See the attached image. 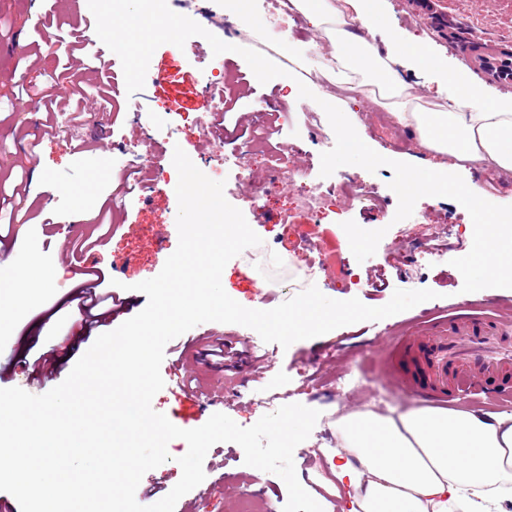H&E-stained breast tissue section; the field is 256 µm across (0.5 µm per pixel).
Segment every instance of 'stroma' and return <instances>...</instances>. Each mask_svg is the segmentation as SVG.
Wrapping results in <instances>:
<instances>
[{
    "label": "stroma",
    "instance_id": "stroma-1",
    "mask_svg": "<svg viewBox=\"0 0 512 512\" xmlns=\"http://www.w3.org/2000/svg\"><path fill=\"white\" fill-rule=\"evenodd\" d=\"M434 3L438 10L461 19L465 34L512 41V0ZM167 4L176 13L195 17L224 42L263 53L285 69V76L259 83L240 55L214 54L208 41L198 36L191 56L170 43L159 46L151 57L144 88L130 96L118 56L95 33L93 14L73 7L72 0H0V16L11 23L9 33L0 36V57H27L23 67H0V184L10 183L22 167L29 176L26 222H0V270L11 272L15 256L24 254L33 238L45 259L23 312L0 324V352L16 359L13 371L0 375V388L29 387L34 394L46 393L67 377L105 329H116L146 306L147 297L136 291V283L158 275L178 245L177 238H161L163 228L176 221L174 187L161 183L125 200L114 211L112 236L102 248L80 253L68 239L96 234L88 219L118 185L106 159L118 155L124 143L146 136L153 160L171 163L179 147L194 164H209L210 149L202 145L193 118L202 110L204 79L213 68H222L228 110L221 128L229 158L222 175L224 196L262 239L261 245L227 263L221 277L226 293L245 307L262 310L278 306L312 283L329 298L356 297L374 307L386 304L398 289L428 288L436 293L435 299L405 312L342 326L286 348L263 342L251 328L218 322L199 324L167 344L161 365L165 385L154 396L152 407L179 428L200 427L217 412L239 426H252L269 412L259 401L264 394L273 396L279 406L300 403L319 410L310 437L294 451V463L300 483L321 503L332 493L334 478L325 456L339 444L336 421L343 413L366 408L381 413L391 408L404 411L422 404L412 389L392 378L387 345L408 334L414 323L441 322L452 305L470 308L480 316L493 315L498 306L512 309V289L462 292L463 278L451 261L470 251L473 223L456 200L421 198L414 212L424 215V222H398L394 219L398 198L389 187L394 178L391 168L371 173L346 165L321 177L320 156L334 147L335 140L324 110L311 109L309 101L300 98L298 86L306 84L318 96L324 86L316 81L309 62L295 61L280 50L284 41L309 50L311 26L306 20L285 32L272 26L228 32L221 0H167ZM416 10L417 0H380L374 26L361 28L360 34L380 46L391 37L407 44L424 41L449 70L475 81L459 51L442 44ZM45 31L56 36L57 54H49L44 45L41 34ZM75 75L88 98L73 89ZM19 82L51 94L52 106L34 100L13 111L14 86ZM96 95L110 99L112 109L94 118L90 112ZM336 95L360 138L377 153L418 166L427 160V153L416 147L412 129L398 125L388 110L355 92L340 89ZM146 107L172 113L173 130L147 131L145 120L137 115L138 109ZM265 118L277 126L278 141L301 146L300 161L310 181L329 188L349 177L375 197L374 207L349 206L325 223L312 224L297 205H284L275 196L257 201L241 191L237 157L245 153L254 128ZM463 179L467 186L488 192L490 202L512 205V176L484 167L465 172ZM285 207L292 219L287 226L279 222ZM348 220L367 230L385 231L375 255L365 261H357L350 250L341 227ZM397 241L417 249L430 241L438 252L429 259H413L394 249ZM328 248L336 249L341 261L327 270L325 278L311 283L297 277V267ZM77 256L85 266H105L112 279L125 285L120 293L125 304L112 312L107 327L90 329L81 321L76 302L80 288L73 266ZM349 272L365 280V287H338V280ZM218 341L224 344L223 357L208 355L209 345ZM341 371L351 372L352 385L339 395L324 380ZM203 468L204 481L179 499L175 512H238L244 493L262 507L272 503L281 508L287 501L283 480L245 465L238 444L213 445Z\"/></svg>",
    "mask_w": 512,
    "mask_h": 512
}]
</instances>
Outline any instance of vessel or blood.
<instances>
[{
  "mask_svg": "<svg viewBox=\"0 0 512 512\" xmlns=\"http://www.w3.org/2000/svg\"><path fill=\"white\" fill-rule=\"evenodd\" d=\"M467 66L490 84L512 86V50L474 44L464 51ZM404 352L390 356L396 378L406 379L422 397L444 405L452 389H478L501 406L512 404V316L482 324L461 316L437 326L420 343L412 370Z\"/></svg>",
  "mask_w": 512,
  "mask_h": 512,
  "instance_id": "obj_1",
  "label": "vessel or blood"
}]
</instances>
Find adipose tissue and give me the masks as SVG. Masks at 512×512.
Returning a JSON list of instances; mask_svg holds the SVG:
<instances>
[{"label": "adipose tissue", "instance_id": "ef3b65f1", "mask_svg": "<svg viewBox=\"0 0 512 512\" xmlns=\"http://www.w3.org/2000/svg\"><path fill=\"white\" fill-rule=\"evenodd\" d=\"M314 28L324 30L329 55L324 79L366 93L432 154L444 180L466 166L512 172V98L482 103V87L440 69L446 102L422 100L400 67L433 59L422 45L403 52L398 41L378 47L346 28L372 26L376 0H291ZM337 490L353 488L352 512H494L512 483V415L431 407L351 412L336 421Z\"/></svg>", "mask_w": 512, "mask_h": 512}]
</instances>
